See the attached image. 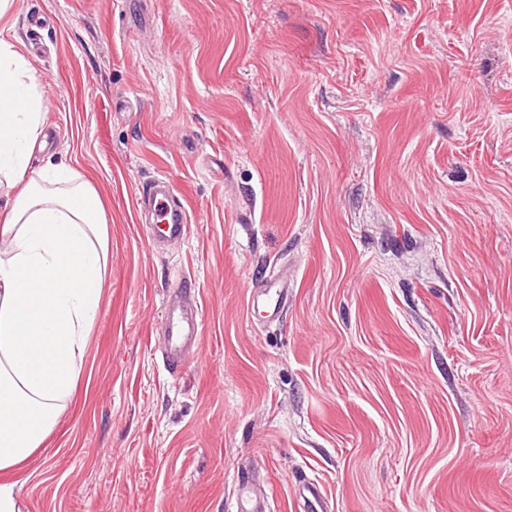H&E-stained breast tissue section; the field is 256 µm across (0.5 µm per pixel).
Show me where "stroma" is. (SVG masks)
Masks as SVG:
<instances>
[{
    "instance_id": "35a3bbf8",
    "label": "stroma",
    "mask_w": 512,
    "mask_h": 512,
    "mask_svg": "<svg viewBox=\"0 0 512 512\" xmlns=\"http://www.w3.org/2000/svg\"><path fill=\"white\" fill-rule=\"evenodd\" d=\"M111 260L20 512H512V0H15ZM170 177L183 239L136 196ZM191 276L199 345L162 356ZM287 280L279 320L249 284ZM272 507L270 498L266 494L257 495L248 481L240 483L239 494L236 498L234 512H270Z\"/></svg>"
}]
</instances>
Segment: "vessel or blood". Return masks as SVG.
<instances>
[{
  "label": "vessel or blood",
  "instance_id": "1",
  "mask_svg": "<svg viewBox=\"0 0 512 512\" xmlns=\"http://www.w3.org/2000/svg\"><path fill=\"white\" fill-rule=\"evenodd\" d=\"M147 201L156 217L155 223L145 227L148 238L170 241L185 235L189 220L187 204L167 179H158ZM193 288L192 279L179 277L167 300L169 318L163 333L162 354L173 370L182 365L186 348L201 338L202 318L195 299L190 296ZM252 300L263 304L269 317H279L288 302V284L282 280L262 284L253 289ZM235 512H271L270 498L254 493L250 483L241 482Z\"/></svg>",
  "mask_w": 512,
  "mask_h": 512
}]
</instances>
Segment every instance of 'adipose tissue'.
<instances>
[{
  "mask_svg": "<svg viewBox=\"0 0 512 512\" xmlns=\"http://www.w3.org/2000/svg\"><path fill=\"white\" fill-rule=\"evenodd\" d=\"M32 62L0 39V472L42 445L76 389L110 259L95 190L43 142Z\"/></svg>",
  "mask_w": 512,
  "mask_h": 512,
  "instance_id": "adipose-tissue-1",
  "label": "adipose tissue"
}]
</instances>
